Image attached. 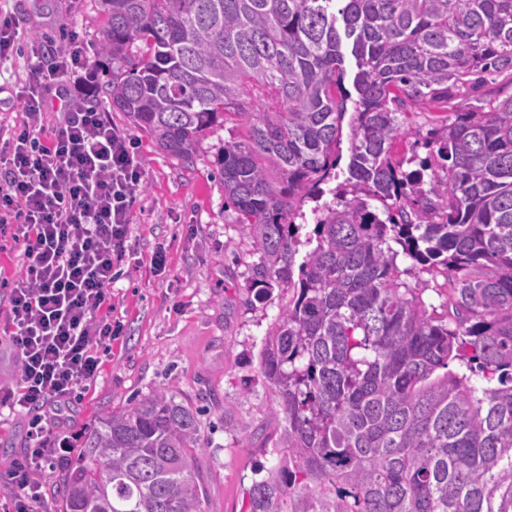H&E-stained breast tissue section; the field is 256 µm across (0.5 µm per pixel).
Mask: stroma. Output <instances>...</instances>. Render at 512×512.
Returning <instances> with one entry per match:
<instances>
[{"instance_id":"obj_1","label":"stroma","mask_w":512,"mask_h":512,"mask_svg":"<svg viewBox=\"0 0 512 512\" xmlns=\"http://www.w3.org/2000/svg\"><path fill=\"white\" fill-rule=\"evenodd\" d=\"M1 10L18 22L20 51L0 60V120L12 122L22 108L18 95L31 76L29 43L56 41L74 30L94 73L86 104L133 140L145 168L133 198L126 252L112 283V321L120 334L102 357L96 384L77 389L59 405L63 430L79 443L100 413L152 389H172L205 410L204 512H245L257 466L275 461L256 434L272 405L258 361L279 299L254 301L248 278L258 257L236 212L224 205L217 150L240 131L229 120L207 133L191 163L167 156L150 134L112 109L106 92L112 60L97 51L104 17L94 0H0ZM350 147L349 136H342L335 178L302 207L297 260L310 251L318 217L335 203L348 176ZM160 247L167 257L162 270L151 263ZM30 420L27 414L0 415V512L12 507L6 475L25 451Z\"/></svg>"}]
</instances>
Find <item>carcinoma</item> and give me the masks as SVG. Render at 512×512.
I'll use <instances>...</instances> for the list:
<instances>
[{"mask_svg":"<svg viewBox=\"0 0 512 512\" xmlns=\"http://www.w3.org/2000/svg\"><path fill=\"white\" fill-rule=\"evenodd\" d=\"M97 2L112 109L184 162L226 117L245 130L218 150L224 204L258 254L256 299L280 297L259 359L277 462L249 512H512V95L456 102L512 75V0ZM345 41L351 190L297 266L294 218L340 161ZM417 106L454 120L398 160ZM401 253L444 277L448 318ZM204 451L194 404L141 394L85 431L61 512H203Z\"/></svg>","mask_w":512,"mask_h":512,"instance_id":"1","label":"carcinoma"}]
</instances>
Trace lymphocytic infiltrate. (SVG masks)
<instances>
[{"instance_id": "obj_1", "label": "lymphocytic infiltrate", "mask_w": 512, "mask_h": 512, "mask_svg": "<svg viewBox=\"0 0 512 512\" xmlns=\"http://www.w3.org/2000/svg\"><path fill=\"white\" fill-rule=\"evenodd\" d=\"M37 69L19 120L0 127V235L23 250L24 272L9 283L4 333L20 365L17 386L0 384V411L32 412L28 448L9 480L13 512H48L42 476L66 447L54 403L89 387L112 345V270L125 252L133 196L143 177L134 144L81 104L93 89L79 51L54 42L31 47ZM58 85L78 101L44 135L43 90Z\"/></svg>"}]
</instances>
